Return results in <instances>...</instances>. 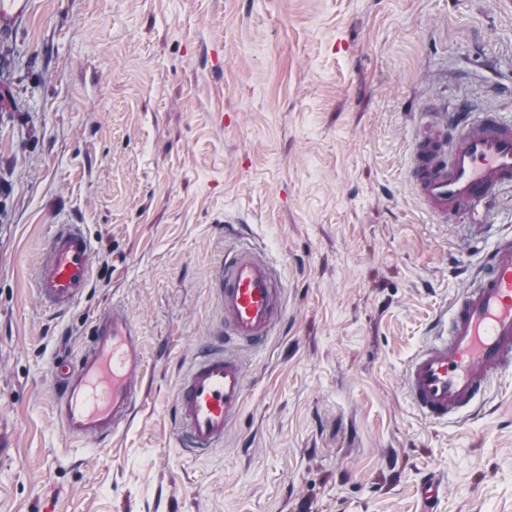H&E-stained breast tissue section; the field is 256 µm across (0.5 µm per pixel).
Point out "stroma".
Listing matches in <instances>:
<instances>
[{
  "label": "stroma",
  "mask_w": 512,
  "mask_h": 512,
  "mask_svg": "<svg viewBox=\"0 0 512 512\" xmlns=\"http://www.w3.org/2000/svg\"><path fill=\"white\" fill-rule=\"evenodd\" d=\"M461 107L512 120V0H29L0 34V512H512V371L445 424L403 390L512 231V189L445 224L416 194L417 141ZM56 224L95 247L61 313L32 280ZM240 232L279 270L286 323L244 352L223 448L193 455L178 373ZM112 303L145 391L102 447L70 439L51 389Z\"/></svg>",
  "instance_id": "35a3bbf8"
}]
</instances>
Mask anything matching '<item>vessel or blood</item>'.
<instances>
[{"instance_id":"obj_1","label":"vessel or blood","mask_w":512,"mask_h":512,"mask_svg":"<svg viewBox=\"0 0 512 512\" xmlns=\"http://www.w3.org/2000/svg\"><path fill=\"white\" fill-rule=\"evenodd\" d=\"M29 0H0V30L13 27ZM411 178L437 219L486 207L512 188V121L498 113L460 117L448 139L420 141ZM34 271L43 308L64 312L87 291L94 245L84 225L57 224ZM213 284L222 322L220 348L200 351L181 374L174 422L189 451L222 447L246 400L239 352L263 345L286 317L284 288L275 266L249 243L225 252ZM143 348L122 311H100L78 355L55 366V412L76 440L108 442L127 425L140 399ZM512 371V235L497 238L478 273L439 317L431 336L405 370V393L413 409L431 422L479 411L494 380Z\"/></svg>"}]
</instances>
